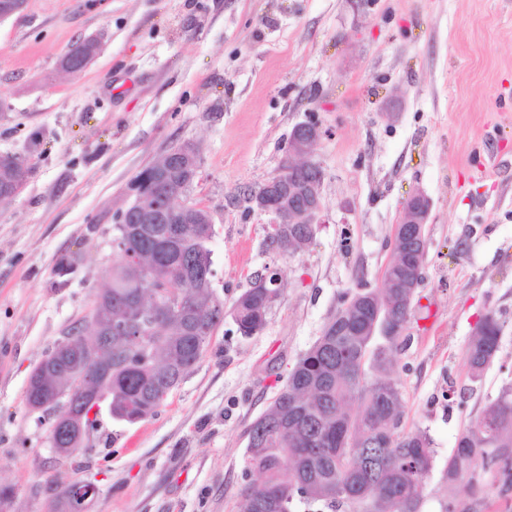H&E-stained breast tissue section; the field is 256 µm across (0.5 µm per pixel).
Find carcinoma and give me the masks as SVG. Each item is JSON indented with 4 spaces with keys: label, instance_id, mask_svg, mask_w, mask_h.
I'll list each match as a JSON object with an SVG mask.
<instances>
[{
    "label": "carcinoma",
    "instance_id": "1",
    "mask_svg": "<svg viewBox=\"0 0 512 512\" xmlns=\"http://www.w3.org/2000/svg\"><path fill=\"white\" fill-rule=\"evenodd\" d=\"M317 225L300 228L295 243L284 253L302 249L312 241ZM113 238L116 259L105 290L97 295L91 319L126 322L138 312L137 302L149 308L154 299L190 300L205 323L214 328L224 319V304L214 295L211 276L212 238L200 237L194 225L183 238L158 255H147L143 264L158 287L142 288L140 267L126 261L133 249L128 225L117 224ZM264 273H257L235 301L232 318L246 336L262 331L267 319V293L256 287ZM409 288H368L366 295L380 296V305L399 330L406 329L410 312L398 303ZM355 292L346 293L341 306L322 328L321 335L291 371L285 386L259 416L267 428L262 447L246 449L243 475L260 481L247 483L240 512H253L252 503L271 495L276 512H416L419 489L433 468L435 448L427 432L402 429L403 398L399 386L382 376L391 362L401 334L388 335L381 328L366 330L367 312L351 307ZM503 325L491 312L484 315L466 345L468 374L481 377L500 348ZM211 335L188 336L180 316L160 312L153 325L142 324L133 339L112 336V350L99 346L95 329L87 327L67 339L80 350L92 351L102 362H112V375L96 383L107 396L108 413L116 422L136 423L156 413L172 388L169 377L185 379L209 345ZM80 367L67 377L44 371L32 375L45 386L79 394L75 387ZM350 428L346 446H324L323 438L336 440V422ZM463 443L448 455L444 476L453 484L478 471L497 470L503 484L512 485V385L462 432ZM368 450L378 460L368 472L359 468L357 451Z\"/></svg>",
    "mask_w": 512,
    "mask_h": 512
}]
</instances>
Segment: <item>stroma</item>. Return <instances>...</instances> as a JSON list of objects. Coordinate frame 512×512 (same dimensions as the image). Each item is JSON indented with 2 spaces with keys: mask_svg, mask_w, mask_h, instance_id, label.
<instances>
[{
  "mask_svg": "<svg viewBox=\"0 0 512 512\" xmlns=\"http://www.w3.org/2000/svg\"><path fill=\"white\" fill-rule=\"evenodd\" d=\"M88 37L95 58L63 72ZM309 122L326 131L322 223L280 255L249 196ZM185 142L200 160L188 197L214 222L215 296L229 311L270 266L281 298L252 337L225 317L153 416L102 419L81 454L59 457L25 402L31 372L88 323L132 179ZM7 152L29 174L0 202V486L13 490L0 512H58L78 481L97 487L87 512H239L249 428L341 295L383 287L418 191L427 256L390 376L404 428L437 451L419 512H512L494 473L443 477L458 434L512 381V0H27L0 21ZM490 311L500 350L474 380L465 346Z\"/></svg>",
  "mask_w": 512,
  "mask_h": 512,
  "instance_id": "1",
  "label": "stroma"
}]
</instances>
